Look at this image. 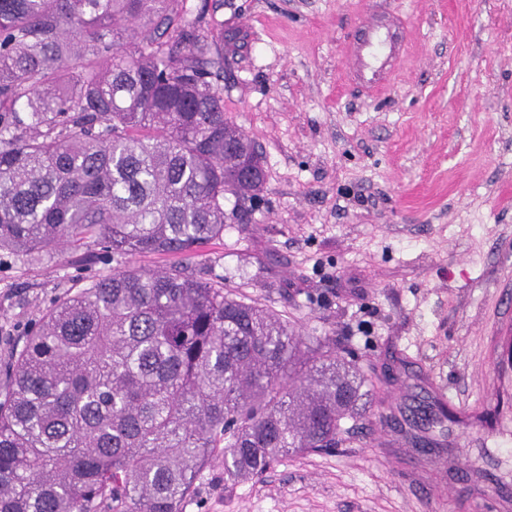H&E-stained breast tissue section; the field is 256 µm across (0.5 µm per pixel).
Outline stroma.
<instances>
[{"instance_id": "35a3bbf8", "label": "stroma", "mask_w": 512, "mask_h": 512, "mask_svg": "<svg viewBox=\"0 0 512 512\" xmlns=\"http://www.w3.org/2000/svg\"><path fill=\"white\" fill-rule=\"evenodd\" d=\"M224 26V116L258 145L265 188L224 197L192 267L390 376L332 452L224 481L183 512H512V0H188ZM401 14L391 85L350 79L361 23ZM97 248L0 252V358ZM454 419L439 425L437 401Z\"/></svg>"}]
</instances>
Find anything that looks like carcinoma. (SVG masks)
I'll list each match as a JSON object with an SVG mask.
<instances>
[{"instance_id":"obj_1","label":"carcinoma","mask_w":512,"mask_h":512,"mask_svg":"<svg viewBox=\"0 0 512 512\" xmlns=\"http://www.w3.org/2000/svg\"><path fill=\"white\" fill-rule=\"evenodd\" d=\"M223 40L186 0H0V251L118 262L0 363V512H183L214 455L237 480L334 448L364 396L327 338L189 266L265 181ZM144 254L182 260L119 265Z\"/></svg>"}]
</instances>
